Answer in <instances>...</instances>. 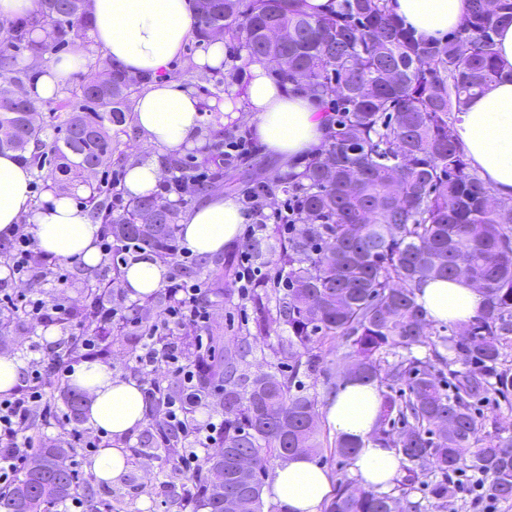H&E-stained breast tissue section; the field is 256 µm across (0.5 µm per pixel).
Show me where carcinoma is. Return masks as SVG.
<instances>
[{"label": "carcinoma", "mask_w": 512, "mask_h": 512, "mask_svg": "<svg viewBox=\"0 0 512 512\" xmlns=\"http://www.w3.org/2000/svg\"><path fill=\"white\" fill-rule=\"evenodd\" d=\"M40 15L0 29V152L34 145L36 164L47 146L32 122L42 102L20 88L35 73L18 66L25 53L51 56L91 26L86 0H40ZM512 23V0H470L457 30L444 43L417 39L393 16L388 0H338L318 18L303 0H198L194 32L213 41L242 43L254 59L277 63L285 83L335 101L336 129L310 166L302 220L270 261L288 268V293L278 321L288 326L278 354L284 360L314 343L341 338L344 359L360 368L353 378L385 383L373 441L393 448L404 472L402 486L426 477L430 512L454 501L451 475L482 478V499H512V436L480 437L483 415L475 405L491 392L512 396V202H490L492 191L471 172L455 137L458 112L501 76L494 35ZM40 27L44 38L32 32ZM288 32V42L269 39ZM108 81H100V68ZM111 60L94 64L64 88L63 136L50 146L46 176L84 182L88 169L112 167V125L126 121L132 96L150 81ZM227 173L195 182L207 193L224 186ZM95 217L118 240L163 255L175 243L180 214L154 195L112 211V185L91 188ZM84 280L86 295L74 319L97 321L101 303L119 287ZM464 279L482 288L483 312L461 331L439 337L465 370L444 388L436 366L403 352L434 345L416 303L422 282ZM258 330L272 319L262 296L254 298ZM398 357L394 364L386 356ZM245 351L224 349V442L209 459L207 508L224 512V500L243 497L247 512H261L262 476L270 459L312 454L320 447L318 398L293 392L283 372L251 376ZM362 442L337 437L334 452L345 463ZM231 451L254 456L251 481L235 477ZM72 449L37 448L0 512H46L71 494ZM325 512H422V504L391 493L337 481Z\"/></svg>", "instance_id": "obj_1"}]
</instances>
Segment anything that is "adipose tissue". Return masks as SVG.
I'll return each instance as SVG.
<instances>
[{
  "instance_id": "adipose-tissue-1",
  "label": "adipose tissue",
  "mask_w": 512,
  "mask_h": 512,
  "mask_svg": "<svg viewBox=\"0 0 512 512\" xmlns=\"http://www.w3.org/2000/svg\"><path fill=\"white\" fill-rule=\"evenodd\" d=\"M467 0H390L392 12L418 38L442 42L455 30ZM88 44L60 59L27 62L40 76L28 96L49 100L59 95L83 69L89 53L98 49L132 72L154 74L155 80L137 99L134 123L148 141L169 153L202 142L200 99L182 82L162 77L180 58L197 21L195 0H92ZM498 58L509 74L470 99L455 115L459 143L480 180L497 199L512 201V24L495 36ZM252 79L242 99L224 98V110L252 113L253 132L264 151L296 168L315 155L327 128L318 114V97L282 84L269 64L254 62ZM250 217L234 199L213 197L185 212L181 229L187 247L214 255L233 246ZM25 226L36 250L44 255L96 267L101 259L99 226L73 193L46 191L33 198V176L17 152L0 153V235H13ZM164 278L162 265L143 258L124 268L123 285L131 298L157 291ZM416 301L428 320L455 326L467 324L484 309L481 289L464 281H431L417 286ZM73 387L86 396L84 425L112 440L100 449L91 469L98 480L114 483L126 470L127 455L117 440L132 435L144 423L141 386L121 378L106 365L85 361L70 375ZM382 396L377 384L349 378L332 393L326 407L337 435L361 439L351 469L363 487L386 490L399 472L394 449L373 441ZM327 468L308 455L280 462L270 491L285 512H320L330 492Z\"/></svg>"
}]
</instances>
